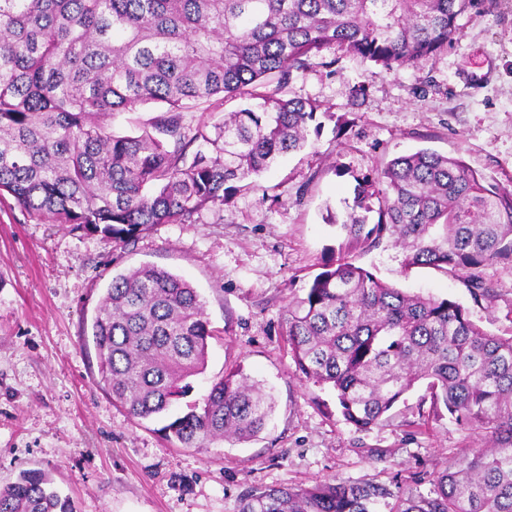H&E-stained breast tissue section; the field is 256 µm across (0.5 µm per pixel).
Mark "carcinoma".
Wrapping results in <instances>:
<instances>
[{
    "instance_id": "cac0c4a2",
    "label": "carcinoma",
    "mask_w": 512,
    "mask_h": 512,
    "mask_svg": "<svg viewBox=\"0 0 512 512\" xmlns=\"http://www.w3.org/2000/svg\"><path fill=\"white\" fill-rule=\"evenodd\" d=\"M470 0H0V195L31 215L125 243L157 224H193L277 158L302 149L320 104L285 99L308 58L335 45L388 71L452 42ZM256 100L188 133L184 113L212 98ZM146 104L135 134L112 119ZM198 144L193 155L188 148ZM377 201L371 226L341 225L407 266L471 275L512 263V192L459 158L427 149L391 160L354 207ZM98 373L134 420L164 416L204 373L214 336L188 281L153 264L112 277L93 318ZM296 370L328 386L344 420L366 430L420 381L454 420L489 435L428 495L332 478L250 490L238 512H512V338L494 336L449 298L409 294L346 257L322 265L288 301ZM274 408L235 368L159 432L204 452L243 443ZM0 512H76L48 473L0 488Z\"/></svg>"
}]
</instances>
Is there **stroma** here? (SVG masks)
Wrapping results in <instances>:
<instances>
[{"label":"stroma","instance_id":"obj_1","mask_svg":"<svg viewBox=\"0 0 512 512\" xmlns=\"http://www.w3.org/2000/svg\"><path fill=\"white\" fill-rule=\"evenodd\" d=\"M447 50L390 72L331 46L311 56L286 96L321 108L307 146L193 224H160L127 245L43 223L0 199V487L49 471L76 512H238L250 489L331 478L429 493L433 471L483 431L433 413L417 383L375 426L346 423L333 391L299 377L288 352L289 298L333 253L403 290L460 303L490 334L512 337V265L467 275L405 268L402 251L351 240L339 228L359 185L394 157L430 149L512 190V0H471ZM485 75L482 83L471 72ZM345 134H338V126ZM145 263L190 282L214 331L191 399L243 367L275 397L257 438L205 452L136 422L98 374L91 323L113 275Z\"/></svg>","mask_w":512,"mask_h":512}]
</instances>
